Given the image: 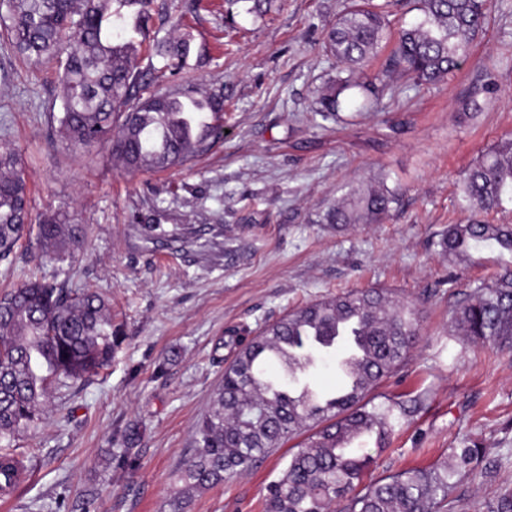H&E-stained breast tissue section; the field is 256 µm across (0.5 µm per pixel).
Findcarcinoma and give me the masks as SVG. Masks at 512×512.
<instances>
[{"label":"carcinoma","instance_id":"cac0c4a2","mask_svg":"<svg viewBox=\"0 0 512 512\" xmlns=\"http://www.w3.org/2000/svg\"><path fill=\"white\" fill-rule=\"evenodd\" d=\"M421 18L400 28L384 67L361 80L363 68L392 32L385 6L347 10L324 41L339 71L316 90V111L334 115L359 90L363 103L409 75L417 87L444 80L467 59L489 23L490 0H416ZM152 0H0V24L18 56L31 63L66 55L56 118L59 138L73 149L109 144L128 172L165 171L207 151L220 133L224 93L189 87L141 94L149 83L136 68L142 44L113 35L123 8L137 7L141 28ZM187 43L155 46L173 72L182 68ZM398 200L379 172L348 188L325 212L336 227L378 224ZM512 203V138L498 141L465 172L459 206L469 217L450 224L436 246L450 262L496 245L512 254V225L477 218ZM29 209L20 154L0 150V262L28 231ZM87 237L84 226L59 209L38 225L45 257L63 254ZM451 327L496 348L512 347V266L480 294L451 312ZM354 337L357 353L336 358L341 384L318 392L305 377L328 364L336 339ZM420 335L418 309L381 290H351L297 308L249 341L230 329L218 348H231L212 406L195 426L194 448L179 475L181 488L168 512H186L195 493L249 470L293 439L288 463L266 488L264 512H444L456 479L473 472L482 449L455 448L451 462L389 474L368 485L373 456L362 439L387 447L396 424L423 408L420 398L386 399L377 389L407 361ZM121 341L108 300L91 288H66L28 279L0 297V492L13 490L28 470L14 442L37 427L53 394L85 382L112 361ZM487 512H512V490Z\"/></svg>","mask_w":512,"mask_h":512}]
</instances>
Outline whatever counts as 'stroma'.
<instances>
[{
  "instance_id": "obj_1",
  "label": "stroma",
  "mask_w": 512,
  "mask_h": 512,
  "mask_svg": "<svg viewBox=\"0 0 512 512\" xmlns=\"http://www.w3.org/2000/svg\"><path fill=\"white\" fill-rule=\"evenodd\" d=\"M354 0H276L265 15L225 0H153L148 40L189 38L179 75L141 54L150 87L224 92L223 139L185 165L126 174L107 152L76 151L52 123L62 62H23L0 27V144L22 156L31 219L59 209L84 225L83 246L37 262L34 239L0 262V293L29 275L109 300L121 343L111 366L56 394L20 450L35 466L0 512H77L95 491L98 512H165L224 367L214 348L227 329L258 332L328 294L379 288L415 301L422 338L381 394L421 397L375 454L366 481L484 448L482 466L449 497L448 512H486L512 488V349L471 341L448 326L477 282L512 254L474 252L449 263L437 235L464 221L457 205L464 170L512 137V0H494L492 21L446 81L384 96L382 109L355 105L340 120L315 115L316 87L336 73L323 41ZM181 17L180 28L171 20ZM388 174L399 200L379 224L343 228L323 214L348 184ZM161 225L166 235L147 234ZM142 439L132 465H118L125 430ZM287 448L248 472L196 494L187 512H263L266 485Z\"/></svg>"
}]
</instances>
